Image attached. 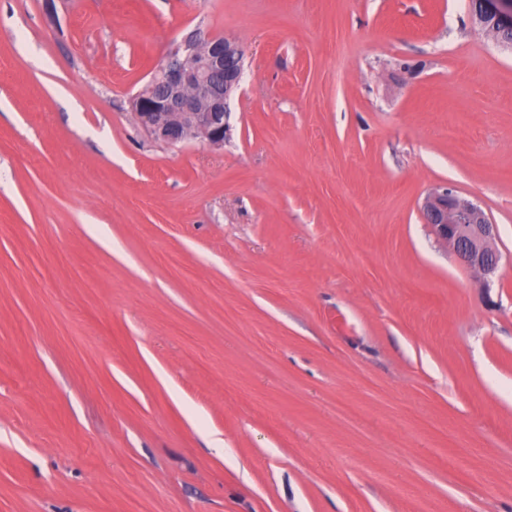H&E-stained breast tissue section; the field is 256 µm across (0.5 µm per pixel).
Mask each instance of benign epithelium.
Returning a JSON list of instances; mask_svg holds the SVG:
<instances>
[{
    "label": "benign epithelium",
    "mask_w": 512,
    "mask_h": 512,
    "mask_svg": "<svg viewBox=\"0 0 512 512\" xmlns=\"http://www.w3.org/2000/svg\"><path fill=\"white\" fill-rule=\"evenodd\" d=\"M474 19L512 30V0H477ZM244 51L224 37L191 33L175 44L132 102L138 125L154 140L175 146L191 140L224 145L229 101L240 88ZM421 215L458 259L483 277L495 275L500 254L490 246L496 227L478 206L444 188L429 193Z\"/></svg>",
    "instance_id": "benign-epithelium-1"
}]
</instances>
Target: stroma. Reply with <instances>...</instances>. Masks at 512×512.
<instances>
[{
	"instance_id": "35a3bbf8",
	"label": "stroma",
	"mask_w": 512,
	"mask_h": 512,
	"mask_svg": "<svg viewBox=\"0 0 512 512\" xmlns=\"http://www.w3.org/2000/svg\"><path fill=\"white\" fill-rule=\"evenodd\" d=\"M55 6L0 0V512H512V51L469 0ZM194 30L245 52L220 149L132 118ZM421 215L435 236L449 243L468 268L483 277L495 275L500 254L490 242L496 235V227L482 209L444 188L426 196Z\"/></svg>"
}]
</instances>
